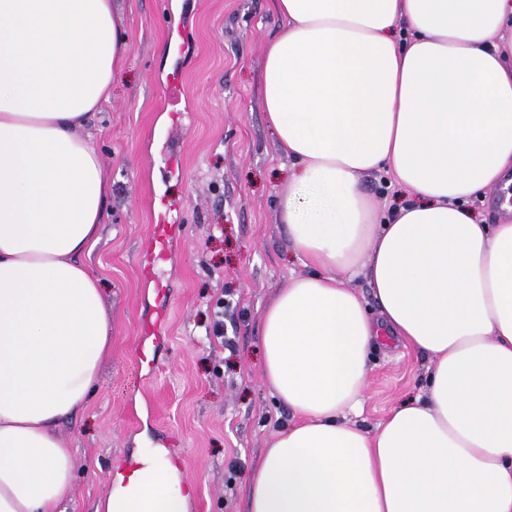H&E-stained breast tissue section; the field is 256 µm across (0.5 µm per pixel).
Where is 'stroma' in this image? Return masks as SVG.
<instances>
[{"instance_id":"1","label":"stroma","mask_w":512,"mask_h":512,"mask_svg":"<svg viewBox=\"0 0 512 512\" xmlns=\"http://www.w3.org/2000/svg\"><path fill=\"white\" fill-rule=\"evenodd\" d=\"M128 38L125 66L81 129L110 174L99 243L84 263L101 279L112 349L86 410L63 422L76 477L68 512H96L126 455L176 437L188 512H241V485L291 412L271 396L260 315L304 268L277 214L288 178L262 103L264 49L281 21L273 0H112ZM178 119H171V112ZM180 207L182 231L158 269L169 306L159 367L135 355L153 319L142 244L155 192ZM230 300L224 347L213 308ZM430 359L377 339L360 424L375 429L424 386Z\"/></svg>"}]
</instances>
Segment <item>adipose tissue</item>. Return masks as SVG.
<instances>
[{
    "label": "adipose tissue",
    "instance_id": "1",
    "mask_svg": "<svg viewBox=\"0 0 512 512\" xmlns=\"http://www.w3.org/2000/svg\"><path fill=\"white\" fill-rule=\"evenodd\" d=\"M264 107L291 163L278 194L305 266L265 308V378L293 418L244 512H512V0H274ZM112 0H0V512H66L58 427L111 349L97 279L109 191L78 132L125 58ZM413 198L379 212L361 177ZM365 270L378 314L345 288ZM427 354L425 394L359 412L380 334ZM163 457L97 512H187Z\"/></svg>",
    "mask_w": 512,
    "mask_h": 512
}]
</instances>
